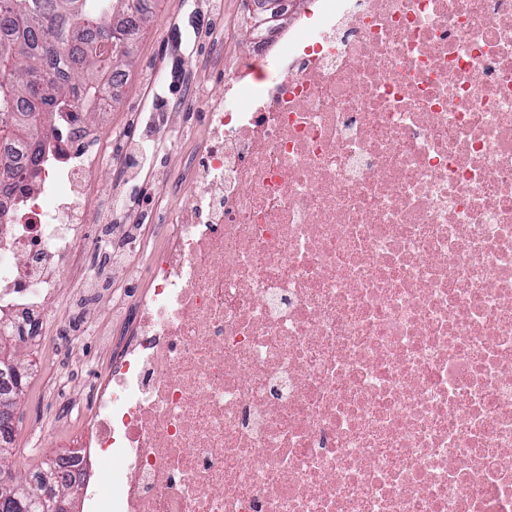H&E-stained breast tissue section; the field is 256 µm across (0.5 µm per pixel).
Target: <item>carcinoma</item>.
I'll return each mask as SVG.
<instances>
[{
	"instance_id": "cac0c4a2",
	"label": "carcinoma",
	"mask_w": 512,
	"mask_h": 512,
	"mask_svg": "<svg viewBox=\"0 0 512 512\" xmlns=\"http://www.w3.org/2000/svg\"><path fill=\"white\" fill-rule=\"evenodd\" d=\"M140 0H0V138L33 145L46 115L65 108L90 114L109 92V73L125 57L105 54L104 36L126 34ZM0 512H52L46 502L0 488Z\"/></svg>"
}]
</instances>
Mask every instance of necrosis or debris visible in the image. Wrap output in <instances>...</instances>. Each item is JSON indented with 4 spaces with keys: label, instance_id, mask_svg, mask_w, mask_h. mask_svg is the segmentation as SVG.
I'll return each mask as SVG.
<instances>
[{
    "label": "necrosis or debris",
    "instance_id": "4bbe7bcc",
    "mask_svg": "<svg viewBox=\"0 0 512 512\" xmlns=\"http://www.w3.org/2000/svg\"><path fill=\"white\" fill-rule=\"evenodd\" d=\"M227 78L144 296L96 338L87 512H512V0H322ZM0 139V334L87 296L99 133Z\"/></svg>",
    "mask_w": 512,
    "mask_h": 512
}]
</instances>
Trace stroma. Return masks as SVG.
Masks as SVG:
<instances>
[{"label": "stroma", "mask_w": 512, "mask_h": 512, "mask_svg": "<svg viewBox=\"0 0 512 512\" xmlns=\"http://www.w3.org/2000/svg\"><path fill=\"white\" fill-rule=\"evenodd\" d=\"M149 16L130 41V63L125 85L113 88L111 111L90 116L89 123L104 136L108 158L99 182V201L111 210L112 199H132L129 223L149 228L170 223L185 205L183 189L174 178L184 161L196 157L210 135L206 114L228 95L223 66L213 64L216 53L225 60L246 56V10L243 0H146ZM198 104L182 107L188 93ZM128 162L129 176L120 184L112 180V161ZM88 247L84 265L99 274L97 293L82 300L78 309L60 304L48 316L60 329L58 341L66 359L77 369V381L66 399L88 400L89 382L106 356L91 334L94 326H108L116 308L139 298L148 285L145 265L153 241L126 246L122 257H112L121 237L109 222L95 221L86 227ZM5 352L29 367V381L19 399L22 412L15 425L38 448L26 464L9 457L8 464L21 476L40 468L49 457L66 450L77 430L56 422L59 399L41 394L47 351L38 339L8 340Z\"/></svg>", "instance_id": "35a3bbf8"}]
</instances>
